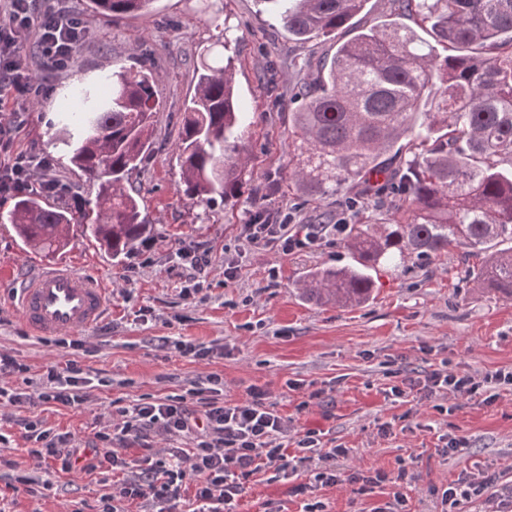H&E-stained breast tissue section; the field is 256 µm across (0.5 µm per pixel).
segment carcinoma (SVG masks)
Instances as JSON below:
<instances>
[{
    "label": "carcinoma",
    "instance_id": "1",
    "mask_svg": "<svg viewBox=\"0 0 512 512\" xmlns=\"http://www.w3.org/2000/svg\"><path fill=\"white\" fill-rule=\"evenodd\" d=\"M155 0H88L112 18ZM297 41L336 37L366 0H264ZM398 20L360 30L303 83L291 113L288 195L321 200L353 192L371 203L393 187L389 213L364 208L343 241L352 262L306 272L300 294L358 306L372 271L464 250L466 274L512 299V0H392ZM428 24L441 55L403 23ZM162 103L153 64L112 73V89L64 117L67 164L96 185L73 209L39 193L0 214L33 250L55 254L70 233L120 261L151 237L128 175L153 144ZM231 61L206 50L196 67L176 144L178 192L206 205L233 202L247 184Z\"/></svg>",
    "mask_w": 512,
    "mask_h": 512
}]
</instances>
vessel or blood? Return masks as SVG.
Listing matches in <instances>:
<instances>
[{
  "label": "vessel or blood",
  "instance_id": "obj_1",
  "mask_svg": "<svg viewBox=\"0 0 512 512\" xmlns=\"http://www.w3.org/2000/svg\"><path fill=\"white\" fill-rule=\"evenodd\" d=\"M106 296L96 277L54 264L23 279L13 303L27 327L45 336L93 328L104 315Z\"/></svg>",
  "mask_w": 512,
  "mask_h": 512
}]
</instances>
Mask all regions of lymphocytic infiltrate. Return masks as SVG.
I'll return each instance as SVG.
<instances>
[{
    "instance_id": "1",
    "label": "lymphocytic infiltrate",
    "mask_w": 512,
    "mask_h": 512,
    "mask_svg": "<svg viewBox=\"0 0 512 512\" xmlns=\"http://www.w3.org/2000/svg\"><path fill=\"white\" fill-rule=\"evenodd\" d=\"M36 0H0V99L25 96L32 85L16 45L20 34L34 32L39 55L54 67H65L77 53L84 32L80 18L49 0L35 9ZM43 191L62 200L73 198L71 188L54 173L51 158L34 153L16 154L9 162H0V200L20 192ZM243 230L255 243L281 241L291 252L319 240L323 225L309 226L306 233L282 236L278 224H247ZM27 367L12 356L0 354V410L33 401L77 407L84 394L79 387L82 368L69 360L48 369L38 394L17 392L4 387L6 378L26 372ZM512 385V371L498 370L483 378L448 371L441 366L418 375H404L392 386V396L415 395L421 401L448 392L461 398L486 393L492 384ZM28 455L45 472H84L106 476L123 475L115 492L101 496L99 512H128L131 504H140L143 512H238L239 503L251 478L262 470L275 477L300 475L311 467L308 482L294 486L297 494H310L304 512H325L326 505L315 498L318 488L340 484L337 458L346 457L342 446L324 447L319 431L307 430L288 449L283 439L288 422L280 416L262 387L247 388L244 398L228 401L206 394L204 387L190 389L188 395H169L151 400L137 399L128 404L113 402L106 431L97 433L96 444L83 447L71 433H51L37 422L24 424ZM166 437H193L187 448L155 449L151 434ZM139 447L140 455L128 458L126 449ZM362 495H372L386 486L387 500L376 502L370 512H407L404 483L411 477L406 468L397 474L375 469L353 473L346 478ZM191 498H184V491ZM491 496L501 512H512V486L492 489L490 480L461 478L441 491V503L456 508L461 502Z\"/></svg>"
}]
</instances>
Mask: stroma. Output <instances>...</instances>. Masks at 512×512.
Here are the masks:
<instances>
[{
  "label": "stroma",
  "mask_w": 512,
  "mask_h": 512,
  "mask_svg": "<svg viewBox=\"0 0 512 512\" xmlns=\"http://www.w3.org/2000/svg\"><path fill=\"white\" fill-rule=\"evenodd\" d=\"M65 5L85 26L68 66L58 69L44 61L34 36L18 46L35 90L8 103L23 116L12 149L51 155L57 160L55 174L81 199L94 198V186L59 162L65 152L56 139L62 114L84 92L107 86L113 69L150 59L162 110L134 185L155 234L117 264L93 239L74 235L62 258L102 280L107 309L93 331L66 333L61 345L56 337L33 334L12 302L21 278L48 262V255L25 247L11 225L0 224V352L28 368L12 386L34 392L48 366L70 359L87 371V400L80 408L26 404L16 416L90 441L107 427L114 400L179 394L190 381L216 373L228 400L242 397L252 385L266 389L288 420L287 441L319 429L327 445L350 449L348 458L336 461L339 472H393L406 464L416 475L405 489L410 512H441L439 488L462 476L512 485V385L496 386L488 403L445 394L431 402H405L387 393L394 382L391 372L398 368L424 371L444 364L478 378L512 370V299L465 278L461 250L377 273L370 300L342 308L308 302L298 289L306 271L347 261L341 235L288 253L277 243H253L243 232L259 213L278 223L288 216L298 225L333 224L342 217L356 221L348 193L304 203L289 199L284 188L271 196L262 192L266 178L288 175L289 115L300 105L296 84L314 76L316 62L349 39L350 28L339 29L332 42L300 43L260 0H156L151 11L112 19L87 11L86 0H65ZM224 25L230 28L227 53L239 107L247 114L250 181L238 203L203 206L177 190L176 142L196 83V62ZM189 243L210 256L198 281L175 259L177 249ZM230 266L238 269L236 279L224 277ZM182 341L213 347L218 354L204 360L182 356ZM290 379L331 395L299 410L303 393L288 389ZM385 423L391 433L384 437L379 428ZM0 432L8 437L0 442V457L8 461L0 468V505L7 512H97L107 488L85 474L52 475L51 489L34 496L15 492L13 469L30 471L34 464L20 425L0 423ZM450 434L465 437L467 444L455 455H441ZM292 486L289 480L257 476L239 512H301L307 498L292 493Z\"/></svg>",
  "instance_id": "stroma-1"
}]
</instances>
